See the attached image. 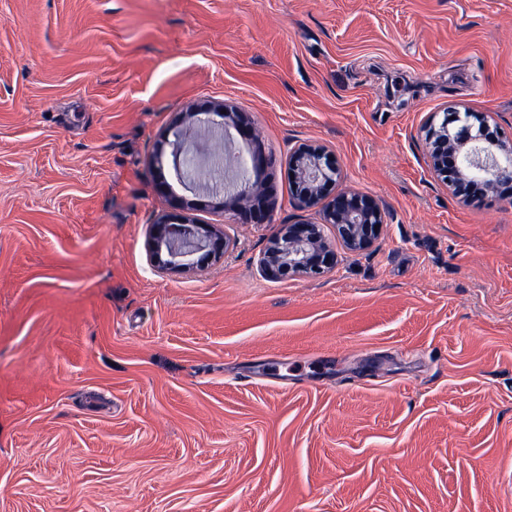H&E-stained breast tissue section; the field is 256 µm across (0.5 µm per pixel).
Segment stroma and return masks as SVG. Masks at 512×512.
Returning a JSON list of instances; mask_svg holds the SVG:
<instances>
[{"label":"stroma","instance_id":"1","mask_svg":"<svg viewBox=\"0 0 512 512\" xmlns=\"http://www.w3.org/2000/svg\"><path fill=\"white\" fill-rule=\"evenodd\" d=\"M226 105L272 223L174 175ZM449 110L512 139V0H0V512H512V205L429 171ZM304 144L385 224L274 279ZM164 213L229 250L158 269ZM189 120L198 125H230L243 137H252L256 131L248 113L239 112L233 107L224 106V109L215 112H192L188 115ZM219 118V119H217ZM174 140L169 142L171 146V155L173 157V163L176 172L181 173L184 170H191L190 163L191 159L189 155H192L199 165H203L213 160H220L223 152L219 147L216 149L217 152L198 154L197 152L191 151L185 145V141L180 134V130H176L173 133Z\"/></svg>","mask_w":512,"mask_h":512}]
</instances>
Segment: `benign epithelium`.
Listing matches in <instances>:
<instances>
[{
  "label": "benign epithelium",
  "mask_w": 512,
  "mask_h": 512,
  "mask_svg": "<svg viewBox=\"0 0 512 512\" xmlns=\"http://www.w3.org/2000/svg\"><path fill=\"white\" fill-rule=\"evenodd\" d=\"M189 120L198 125L231 126L247 138L255 127L246 112L224 107L215 112H191ZM170 142L177 172L190 169L191 159L203 165L219 160L222 152L198 154L185 145L176 130ZM426 159L429 169L453 193L465 198L476 187L495 191L512 186V146L500 132H491L483 117L471 112H445L440 121L425 127ZM266 159L255 154L235 162L238 172L253 173L233 194L230 209L243 224H268L269 211L260 207L264 191L260 171ZM295 196L307 208L322 205L321 219L283 224L270 239L261 259V268L269 276L282 278L317 276L336 266V250L326 240L324 227L336 228L338 236L352 250L370 246L381 233L384 211L380 202L367 195L336 189L340 175L336 157L320 146L306 145L289 156ZM228 241L208 224H191L182 217L164 215L153 224L149 245L150 259L161 270L196 265L200 268L223 256ZM167 252V259L161 258Z\"/></svg>",
  "instance_id": "benign-epithelium-1"
}]
</instances>
